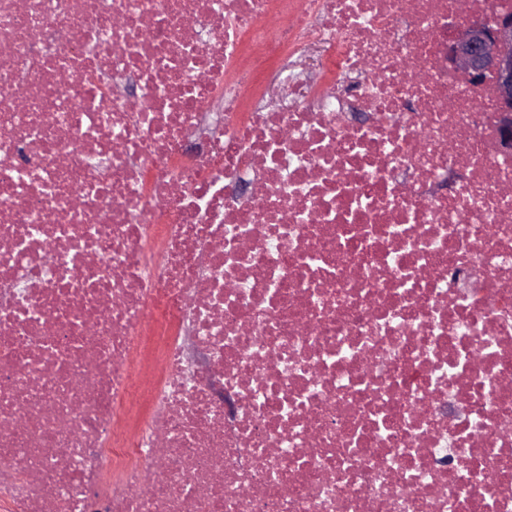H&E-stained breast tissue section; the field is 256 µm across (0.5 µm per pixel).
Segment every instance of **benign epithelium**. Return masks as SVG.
I'll return each mask as SVG.
<instances>
[{"label": "benign epithelium", "mask_w": 512, "mask_h": 512, "mask_svg": "<svg viewBox=\"0 0 512 512\" xmlns=\"http://www.w3.org/2000/svg\"><path fill=\"white\" fill-rule=\"evenodd\" d=\"M448 70L473 88L493 78L498 107V148L512 153V13L489 23L455 27L448 37Z\"/></svg>", "instance_id": "obj_1"}]
</instances>
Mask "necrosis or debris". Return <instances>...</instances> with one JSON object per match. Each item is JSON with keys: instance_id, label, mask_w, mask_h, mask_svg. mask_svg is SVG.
Here are the masks:
<instances>
[{"instance_id": "4bbe7bcc", "label": "necrosis or debris", "mask_w": 512, "mask_h": 512, "mask_svg": "<svg viewBox=\"0 0 512 512\" xmlns=\"http://www.w3.org/2000/svg\"><path fill=\"white\" fill-rule=\"evenodd\" d=\"M510 11L0 0V512H512ZM448 70L473 88L494 79L498 148L512 153V13L489 23L455 27L448 37ZM286 72L283 69L282 62H276L270 65L264 72L261 79V95L269 102L270 93H282L285 84Z\"/></svg>"}]
</instances>
